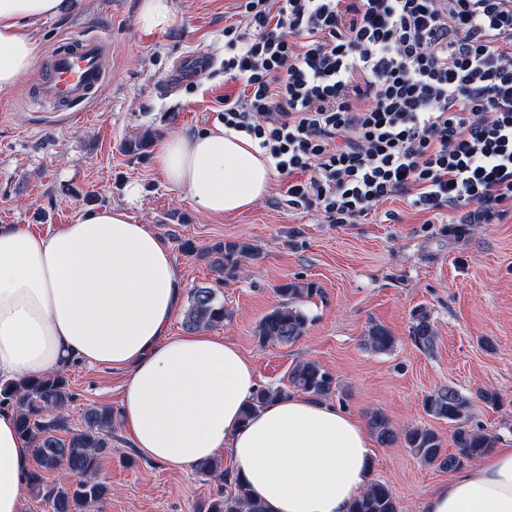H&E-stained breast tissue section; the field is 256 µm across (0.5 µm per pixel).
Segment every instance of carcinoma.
Returning <instances> with one entry per match:
<instances>
[{
    "mask_svg": "<svg viewBox=\"0 0 512 512\" xmlns=\"http://www.w3.org/2000/svg\"><path fill=\"white\" fill-rule=\"evenodd\" d=\"M211 259L217 274L216 282L233 277L244 262L259 258L258 249L247 240L219 241L202 250ZM286 301L275 306L258 323L255 335L265 346L287 345L300 339L307 331L310 318L298 304L322 294L313 282H289L278 288ZM229 317L216 289L197 286L190 292V303L183 316L188 331L210 329L224 324ZM409 340L421 351L433 349L437 336L431 313L420 307L411 315ZM364 343L371 350L387 353L394 349L396 338L383 325L372 324ZM336 391V378L315 361L296 364L288 373V382L257 388L247 405L243 419L264 405L288 398L300 392L313 400L323 401ZM73 398L69 379L62 372L50 373L25 384L0 386V405L11 404L16 410V425L20 435L35 444L36 468L30 471L29 488L35 497L45 501L51 512H93L107 499L109 486L100 478L101 462L111 453L112 407L93 406L84 414L82 429L63 439L54 435L62 429V412ZM426 414L448 421L455 426V450L446 453L438 434L422 426L397 430L381 412L370 415L369 425L382 444L399 439L423 463L455 470L483 457L495 447V438L469 427L472 401L451 387L439 388L422 401ZM64 469L71 480L53 485L46 483L45 474ZM198 471L224 481V489L203 504L200 512H268L265 504L252 498L244 480L223 463L213 460L198 465ZM349 512H401L390 488L381 482L370 484L355 498Z\"/></svg>",
    "mask_w": 512,
    "mask_h": 512,
    "instance_id": "1",
    "label": "carcinoma"
}]
</instances>
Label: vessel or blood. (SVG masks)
I'll list each match as a JSON object with an SVG mask.
<instances>
[{"instance_id":"1","label":"vessel or blood","mask_w":512,"mask_h":512,"mask_svg":"<svg viewBox=\"0 0 512 512\" xmlns=\"http://www.w3.org/2000/svg\"><path fill=\"white\" fill-rule=\"evenodd\" d=\"M107 76L104 39L97 34L72 37L51 54L49 75L36 98L62 112H73L94 98Z\"/></svg>"}]
</instances>
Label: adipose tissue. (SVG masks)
Returning a JSON list of instances; mask_svg holds the SVG:
<instances>
[{
	"label": "adipose tissue",
	"instance_id": "obj_1",
	"mask_svg": "<svg viewBox=\"0 0 512 512\" xmlns=\"http://www.w3.org/2000/svg\"><path fill=\"white\" fill-rule=\"evenodd\" d=\"M63 0H0V89L39 62L34 27ZM157 166L212 215L242 212L275 168L222 125L172 132ZM183 282L169 245L120 206L91 208L49 233L0 226V384L75 364L127 372L123 426L137 453L192 472L229 452L268 512H348L368 486L372 441L361 422L307 396L244 417L258 384L240 350L208 330L170 335ZM0 406V512H23L32 444ZM420 512H512V448H497L434 487Z\"/></svg>",
	"mask_w": 512,
	"mask_h": 512
}]
</instances>
